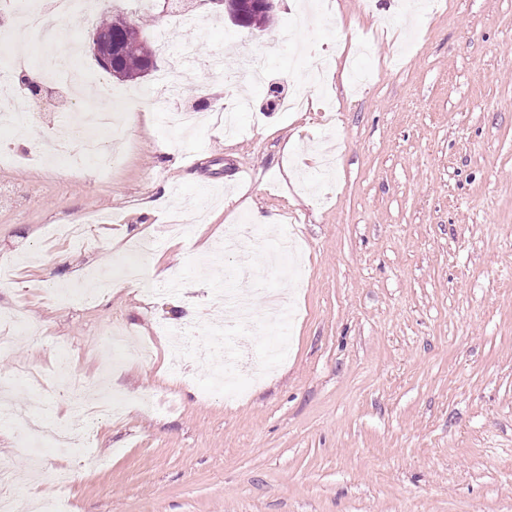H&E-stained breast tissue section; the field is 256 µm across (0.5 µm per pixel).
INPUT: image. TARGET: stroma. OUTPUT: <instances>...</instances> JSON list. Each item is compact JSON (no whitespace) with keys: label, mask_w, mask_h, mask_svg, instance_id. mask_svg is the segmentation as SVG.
<instances>
[{"label":"stroma","mask_w":512,"mask_h":512,"mask_svg":"<svg viewBox=\"0 0 512 512\" xmlns=\"http://www.w3.org/2000/svg\"><path fill=\"white\" fill-rule=\"evenodd\" d=\"M68 39L90 87L109 75L91 35L124 13L147 32L194 42L182 107L206 113L193 132L160 127L153 101L98 99L124 113L123 162L107 175L38 165L18 141L0 165V311L38 332L0 353L16 407L42 400L48 425L79 429L55 362L103 379L122 418L101 416L91 448L66 453L24 440L0 416V462L25 474L6 487L18 508L60 498L69 512H512V0H333L299 32L305 55L271 44L303 0H278L260 35L201 18L172 25L164 0H95ZM255 84L232 82L241 58ZM222 58L225 74L207 63ZM318 73L302 111L280 107ZM249 96L226 137L213 117ZM198 224H251L220 265L161 247L181 287L144 300L124 280L130 243L160 230L144 202ZM280 214L275 230L251 209ZM112 270L91 302L51 298L73 271ZM248 287L255 314L281 294L288 315L255 330V376L214 382L215 296ZM169 333L157 335L156 325ZM132 349L106 342L112 328ZM191 329V380L170 372L171 336ZM167 396L168 411L144 408ZM73 471L66 486L54 475Z\"/></svg>","instance_id":"1"}]
</instances>
